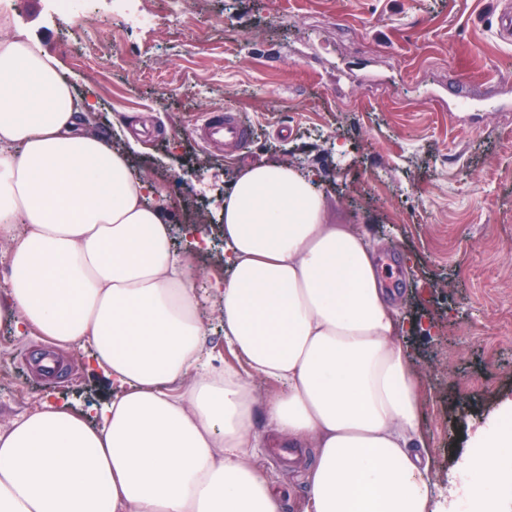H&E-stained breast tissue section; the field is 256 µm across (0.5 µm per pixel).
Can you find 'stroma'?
I'll return each instance as SVG.
<instances>
[{"instance_id":"stroma-1","label":"stroma","mask_w":512,"mask_h":512,"mask_svg":"<svg viewBox=\"0 0 512 512\" xmlns=\"http://www.w3.org/2000/svg\"><path fill=\"white\" fill-rule=\"evenodd\" d=\"M185 25L139 27L107 0L62 20L49 0H10L27 32L91 96L88 126L128 114L135 175L165 194L177 251L198 278L224 275V196L247 164L312 173L325 221L367 233L405 322L420 382L429 475L449 500L475 426L512 398V43L504 0H177ZM231 108L253 135L239 157L192 136L202 112ZM0 321V427L44 401L93 411L115 386L88 348L56 349L41 385L19 359L42 346ZM259 461L283 512H303L309 449Z\"/></svg>"}]
</instances>
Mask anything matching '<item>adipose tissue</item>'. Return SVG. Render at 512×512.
Wrapping results in <instances>:
<instances>
[{"label": "adipose tissue", "mask_w": 512, "mask_h": 512, "mask_svg": "<svg viewBox=\"0 0 512 512\" xmlns=\"http://www.w3.org/2000/svg\"><path fill=\"white\" fill-rule=\"evenodd\" d=\"M95 103L26 33L0 35V320L83 344L118 393L94 414L44 403L0 428V512H282L261 431L310 448L304 512H448L429 476L418 380L364 232L324 221L313 177L244 168L224 199L214 366L190 257ZM272 382L257 397L254 378ZM472 512H507L512 398L466 457Z\"/></svg>", "instance_id": "1"}]
</instances>
